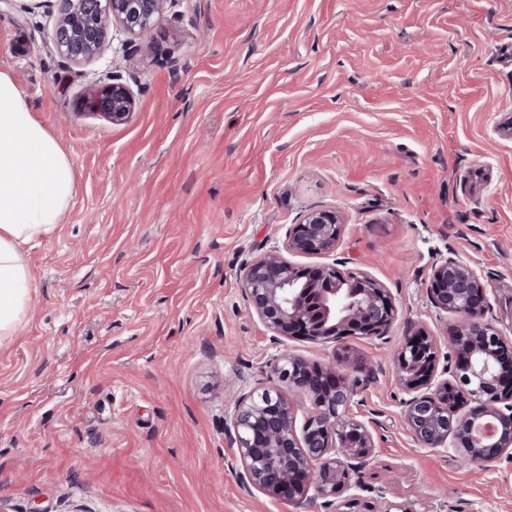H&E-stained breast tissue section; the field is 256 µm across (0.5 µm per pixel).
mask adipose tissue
Segmentation results:
<instances>
[{"label": "adipose tissue", "instance_id": "adipose-tissue-1", "mask_svg": "<svg viewBox=\"0 0 512 512\" xmlns=\"http://www.w3.org/2000/svg\"><path fill=\"white\" fill-rule=\"evenodd\" d=\"M75 180L68 155L0 71V341L15 334L34 292L22 247L53 232Z\"/></svg>", "mask_w": 512, "mask_h": 512}]
</instances>
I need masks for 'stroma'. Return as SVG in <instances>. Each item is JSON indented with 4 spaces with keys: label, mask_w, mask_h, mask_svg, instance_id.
Returning a JSON list of instances; mask_svg holds the SVG:
<instances>
[{
    "label": "stroma",
    "mask_w": 512,
    "mask_h": 512,
    "mask_svg": "<svg viewBox=\"0 0 512 512\" xmlns=\"http://www.w3.org/2000/svg\"><path fill=\"white\" fill-rule=\"evenodd\" d=\"M54 21L0 7V70L76 170L0 343V512H512V458L417 447L394 371L406 336L445 334L427 285L451 254L512 336V0H178L152 53L114 31L81 66ZM115 66L137 106L111 123L81 98ZM316 209L397 307L385 338L341 345L363 380L349 412L379 425L334 507L247 491L226 432L261 386L310 405L240 273Z\"/></svg>",
    "instance_id": "35a3bbf8"
}]
</instances>
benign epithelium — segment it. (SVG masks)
Masks as SVG:
<instances>
[{
  "label": "benign epithelium",
  "instance_id": "benign-epithelium-1",
  "mask_svg": "<svg viewBox=\"0 0 512 512\" xmlns=\"http://www.w3.org/2000/svg\"><path fill=\"white\" fill-rule=\"evenodd\" d=\"M52 42L72 64L91 63L109 47L108 30L122 32L127 52L147 51L154 27L176 0H56ZM135 96L111 71L84 95V109L121 122ZM342 224L336 212L313 210L288 233L285 251L264 253L240 275L247 304L273 343L282 346L278 379L311 398L302 427L280 390L259 388L238 397L228 428L237 448L244 488L302 505L315 496L326 505L360 487L359 475L373 457L375 419L357 420L347 410L360 379L357 359L336 354L311 365L288 351V341L338 343L348 337L382 338L397 317L389 290L345 262L300 266L287 255L336 254ZM429 299L450 317L446 341L454 363L439 367L441 346L423 332L406 338L395 360L399 384L408 394L404 420L420 448H451L479 465L512 455V338L484 320L487 280L449 256L436 263Z\"/></svg>",
  "mask_w": 512,
  "mask_h": 512
}]
</instances>
